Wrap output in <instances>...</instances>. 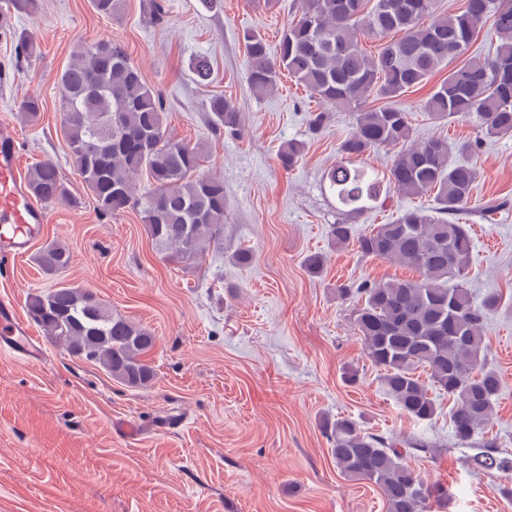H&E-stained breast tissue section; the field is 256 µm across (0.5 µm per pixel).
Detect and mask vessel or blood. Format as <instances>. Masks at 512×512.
Returning <instances> with one entry per match:
<instances>
[{"instance_id":"obj_1","label":"vessel or blood","mask_w":512,"mask_h":512,"mask_svg":"<svg viewBox=\"0 0 512 512\" xmlns=\"http://www.w3.org/2000/svg\"><path fill=\"white\" fill-rule=\"evenodd\" d=\"M20 137L0 125V261L17 259L40 237L46 211L36 204L20 175ZM0 348L28 359L41 357L43 348L19 320L11 302L0 301Z\"/></svg>"}]
</instances>
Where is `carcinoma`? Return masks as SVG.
<instances>
[{
	"mask_svg": "<svg viewBox=\"0 0 512 512\" xmlns=\"http://www.w3.org/2000/svg\"><path fill=\"white\" fill-rule=\"evenodd\" d=\"M90 4L106 18L121 10V0ZM296 11L274 56L260 34L243 33L245 82L264 97L281 76L293 78L329 106L310 115L313 132L325 127L333 110L355 114L354 130L338 147L342 162L328 173L330 188L349 212L362 213L393 191L434 197L430 210L408 209L358 234L351 224H332L329 235L337 245L353 244L363 257L419 272L416 280L365 279L337 293L356 301L353 322L387 394L407 416L432 420L436 403L419 374L426 372L452 401L456 443L468 445L492 420L501 386L482 357L484 330L499 298L476 303L462 286L473 243L458 215L472 202L479 169L451 159L455 152L476 154L481 139L455 148L444 138L413 144L408 113L391 99L446 67L448 76L422 100L421 111L435 119L457 118L489 138L512 137V0H464L463 10L453 13L438 11L437 0H297ZM488 22L497 39L494 55L451 66ZM362 37L379 41L376 54L361 48ZM192 69L198 83H210L207 58H195ZM57 84L72 165L99 214L136 210L155 250L179 262L198 263L224 248V180L204 172L208 148L168 135L161 94L145 82L121 43H75ZM373 93L384 103L367 105ZM209 109L214 131L236 133L238 112L231 100L214 95ZM42 110L34 97L20 104L30 124ZM396 146L383 176L362 164L372 151ZM304 150L297 140L283 145L281 168L293 169ZM25 181L37 202L78 205L51 160L31 167ZM71 259L69 248L54 242L39 251L36 262L55 276ZM26 307L52 342L122 385L143 389L155 379L146 354L156 336L113 314L94 292L59 286L29 297ZM324 429L340 474L375 484L387 512H430V502L448 497L446 488L425 483L409 467L397 442L364 432L351 420L326 423ZM467 465L510 476L512 454L493 448L469 457Z\"/></svg>",
	"mask_w": 512,
	"mask_h": 512,
	"instance_id": "cac0c4a2",
	"label": "carcinoma"
}]
</instances>
